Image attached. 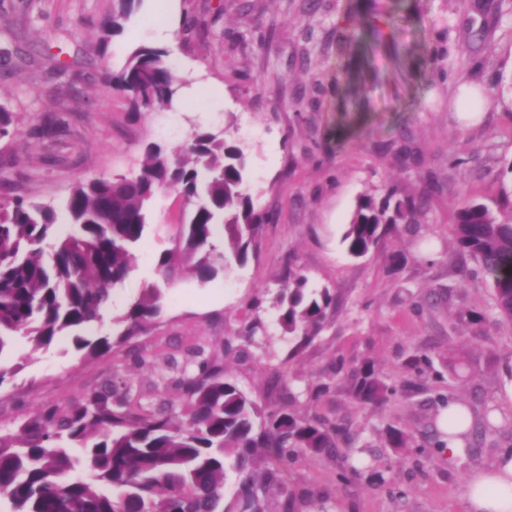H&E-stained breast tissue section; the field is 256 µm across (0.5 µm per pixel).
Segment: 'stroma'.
Returning <instances> with one entry per match:
<instances>
[{"instance_id": "obj_1", "label": "stroma", "mask_w": 512, "mask_h": 512, "mask_svg": "<svg viewBox=\"0 0 512 512\" xmlns=\"http://www.w3.org/2000/svg\"><path fill=\"white\" fill-rule=\"evenodd\" d=\"M112 0H0V41L19 36L25 64L0 71V102L13 111L20 136L0 140V179L8 197L60 203L86 177L136 173L147 142L180 149L193 126L228 133L247 150L256 205L273 216L246 264L200 283L186 273L162 285L155 258L171 248L182 202L159 192L151 225L132 272L111 287L102 321L89 336H119L129 304L147 284H161L160 315L131 346L171 347L193 337L221 346L253 316L262 328L248 358L226 357L224 370L261 409H269L274 379L299 384L336 361H374L398 391L383 408L359 407L345 379L322 399L320 413L349 420L376 452L364 462L383 472V486L359 478L342 485L334 463L305 454L291 464L295 491L327 494L325 512H466L469 476L499 457L492 444L473 456L424 459V476L408 480L400 456L380 436L389 424L408 431L428 419L421 396L400 390L402 363L427 348L433 369L463 399L480 394L512 412V328L457 323L458 312L490 308L482 279L459 280L470 264L450 234L459 204H493L502 192L498 171L512 162V0H141L120 36L100 51L96 28ZM177 26L175 36L165 22ZM484 30L469 50L465 33ZM170 49L173 70L186 80L174 110H135L107 79L130 51ZM68 65L51 75L52 58ZM66 124L54 140L35 131L48 116ZM411 147L417 162L402 167L396 153ZM439 189L421 217L418 236L386 235L356 259L342 242L358 198L398 185L419 195L426 179ZM406 262L392 268L390 256ZM310 287L330 288L336 306L312 342L285 334L273 298L289 267ZM442 287L452 299H435ZM263 297L264 309L250 302ZM22 365L0 386V424L78 396L124 368L117 357L85 359L72 335L31 352L18 342ZM125 369V368H124ZM406 490L404 506L390 492Z\"/></svg>"}]
</instances>
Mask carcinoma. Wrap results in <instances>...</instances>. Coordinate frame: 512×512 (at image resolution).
<instances>
[{"instance_id": "cac0c4a2", "label": "carcinoma", "mask_w": 512, "mask_h": 512, "mask_svg": "<svg viewBox=\"0 0 512 512\" xmlns=\"http://www.w3.org/2000/svg\"><path fill=\"white\" fill-rule=\"evenodd\" d=\"M138 2L112 0L111 11L98 24L101 48L124 30ZM169 55L165 48L138 46L109 82L137 109L171 108L183 81ZM17 59L13 41L0 45L4 67H15ZM18 135L12 112L0 102V139ZM165 189L176 192L185 208L173 247L156 257V269L168 284L185 269L207 283L244 264L270 221L255 205L246 150L225 133L200 126L193 128L182 155L150 143L137 174L84 178L59 207L24 198L0 203V387L22 367L4 363L20 339L34 353L56 336L72 333L84 358L93 360L140 334L160 313L164 295L152 284L128 306L122 316L127 326L117 341L80 334L102 319L109 288L133 269L147 235L150 203ZM436 190L429 180L418 197L404 196L396 186L379 198L359 197L342 238L348 254L368 255L389 233L417 235L419 217ZM62 216L70 224L64 233L58 231ZM452 233L459 251L478 263L473 270L460 268L459 276L482 275L492 295L490 311L469 310L461 319L484 322L492 315L512 322V192H502L495 210L476 200L462 202ZM334 306L330 289L309 287L308 278L291 268L288 285L274 301L284 332L303 341L319 334ZM260 325L254 320L217 349L191 342L181 349L191 370L173 376L175 354L129 348L128 365L149 368L159 378L149 392L113 374L77 397L41 409L15 430L1 425L0 504L9 505L6 512H266L269 495L276 493L281 512H299L302 504L323 502L288 489V460L301 451L324 456L337 463L340 482L347 485L360 475L353 459L360 432L346 420L298 412L302 393L278 380L271 385L275 405L260 413L224 373V357L247 355ZM404 366L405 391L424 396L432 411L422 447L441 454L448 440L459 439L471 457L512 420L477 399L460 403L462 411L448 420V430L439 429L440 409L456 400L455 387L430 376L424 348ZM346 370L356 402L377 408L390 402L395 389L373 363ZM172 392L183 399V420L172 413ZM381 436L389 448L412 447L411 436L391 424ZM77 465L83 475L73 477ZM229 472L237 476L238 491L226 504Z\"/></svg>"}]
</instances>
